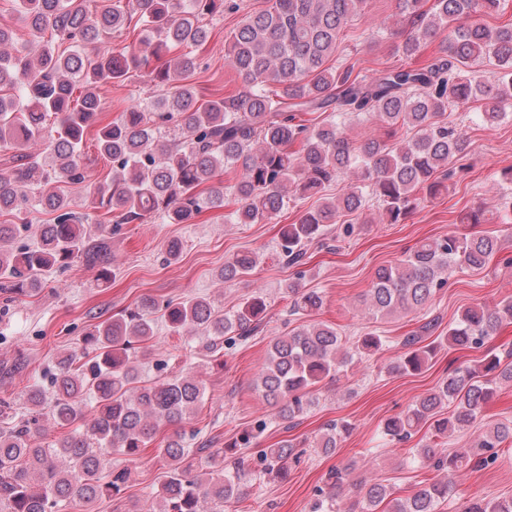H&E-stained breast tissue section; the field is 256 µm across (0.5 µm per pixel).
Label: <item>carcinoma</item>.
Here are the masks:
<instances>
[{"mask_svg": "<svg viewBox=\"0 0 512 512\" xmlns=\"http://www.w3.org/2000/svg\"><path fill=\"white\" fill-rule=\"evenodd\" d=\"M17 2L33 41L20 51L14 31L0 26V151L13 152V165L0 170V215L42 210L53 218L37 228L36 248H0V314L37 291L42 272L53 267L63 271L81 263L97 269L99 284H109L112 236L123 224H191L203 211L226 206L225 223L258 224L275 219L291 202L315 197V209L281 228V255L298 266L305 246L328 235L337 218L351 215L368 223L369 201L377 203L379 221L397 224L422 199L448 191L446 181L464 171L449 164L470 151L466 130L448 123V111L478 99L489 127L512 111V24L481 21L499 11L501 0H432L428 7L424 0H399L408 27L395 50L408 63L371 78L353 64H328L344 26L364 11L367 0H268L267 8L245 14L225 40V57L241 87L203 104L189 82L198 58L179 48L205 43V19L238 10L236 0H110L95 12L87 0ZM135 15L143 26L142 49L101 50L102 38L122 33ZM440 34L436 55L413 66L411 60ZM61 41L69 49L59 50ZM486 58L497 62L493 82L478 70ZM133 71L169 92L102 123L99 87L123 83ZM79 86L83 92L76 97ZM313 112L326 117L306 123L302 115ZM373 117L405 130L406 137L393 143L347 137V122ZM91 132L99 154L112 163V177L95 185L93 232L62 190L86 181L83 147ZM45 140L42 159L31 148ZM232 168L241 171L234 184H213L219 172ZM341 176L347 181L343 193L328 196ZM502 247L496 236L456 232L421 241L406 258L376 270L365 305L382 319L428 309L450 272L481 269ZM258 263L253 252L237 253L224 262L220 278L241 279ZM284 299L290 314L303 319L323 304L319 292L297 281L286 285ZM267 309L261 296L229 312L205 297L176 304L144 297L85 331L58 359L52 394L29 386V417L0 429V512H64L70 503L91 512L99 499L121 495L128 481L126 470L106 469V453L133 458L162 428L171 430L163 448L170 472L136 512H224V502L240 498L252 475L248 457L236 449L254 445L266 424L243 431L224 448L196 449L205 456V470L199 471L185 447V424L203 399V381L190 371L140 381L131 360L152 354L157 310L173 332L198 334L218 361L224 346L255 335ZM505 322L512 323V298L493 307L471 306L448 327V347L480 349ZM436 326L431 319L406 337V351L389 371L421 370L443 346L420 345ZM383 346L373 331L346 340L331 325L305 320L270 341L257 389L288 430L315 404L319 383ZM503 384L512 385V355H487L474 367L449 372L433 391L387 419L383 433L398 443L431 422L432 441L416 449L415 457L438 478L404 499L370 480L363 486L365 509L387 500V512H441L460 468L475 456L484 466L495 464L498 449L512 444V421L488 426L470 448L450 452L439 440L474 426ZM447 405L452 410L444 417ZM45 416L62 433L43 448L33 438L45 433ZM348 431L349 424L332 423L312 448L332 453ZM304 453L284 439L275 448L259 449L257 458L265 474L279 481ZM351 470L346 465L328 474L311 512H342L341 495L353 485ZM462 512H512V498L475 500Z\"/></svg>", "mask_w": 512, "mask_h": 512, "instance_id": "obj_1", "label": "carcinoma"}]
</instances>
